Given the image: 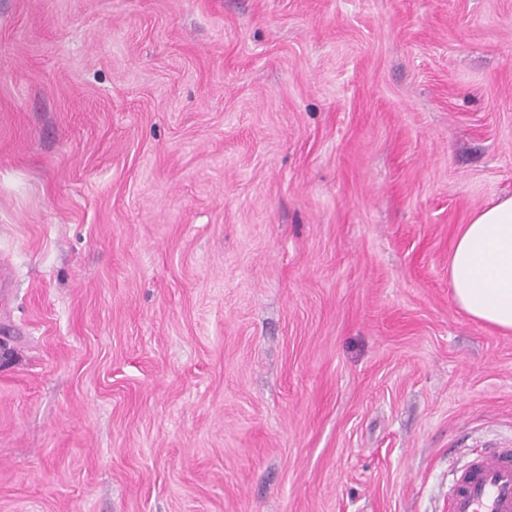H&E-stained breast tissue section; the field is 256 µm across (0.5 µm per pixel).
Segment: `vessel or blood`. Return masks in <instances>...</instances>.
<instances>
[{"label":"vessel or blood","instance_id":"vessel-or-blood-1","mask_svg":"<svg viewBox=\"0 0 512 512\" xmlns=\"http://www.w3.org/2000/svg\"><path fill=\"white\" fill-rule=\"evenodd\" d=\"M448 512H512V448L492 449L457 471Z\"/></svg>","mask_w":512,"mask_h":512}]
</instances>
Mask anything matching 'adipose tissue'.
Instances as JSON below:
<instances>
[{"instance_id":"1","label":"adipose tissue","mask_w":512,"mask_h":512,"mask_svg":"<svg viewBox=\"0 0 512 512\" xmlns=\"http://www.w3.org/2000/svg\"><path fill=\"white\" fill-rule=\"evenodd\" d=\"M448 278L457 305L471 318L512 332V196L490 202L463 225Z\"/></svg>"}]
</instances>
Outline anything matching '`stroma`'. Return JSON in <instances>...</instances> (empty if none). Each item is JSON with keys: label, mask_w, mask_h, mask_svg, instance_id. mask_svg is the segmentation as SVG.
<instances>
[{"label": "stroma", "mask_w": 512, "mask_h": 512, "mask_svg": "<svg viewBox=\"0 0 512 512\" xmlns=\"http://www.w3.org/2000/svg\"><path fill=\"white\" fill-rule=\"evenodd\" d=\"M506 196L512 0H0V512H447ZM448 278L457 305L471 318L512 332V196L490 202L463 225Z\"/></svg>", "instance_id": "35a3bbf8"}]
</instances>
